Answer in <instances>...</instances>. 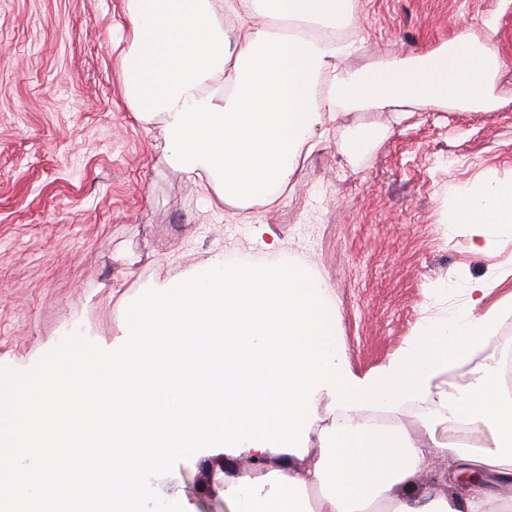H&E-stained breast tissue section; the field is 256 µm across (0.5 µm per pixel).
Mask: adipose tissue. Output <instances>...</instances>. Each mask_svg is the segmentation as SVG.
<instances>
[{
  "label": "adipose tissue",
  "mask_w": 512,
  "mask_h": 512,
  "mask_svg": "<svg viewBox=\"0 0 512 512\" xmlns=\"http://www.w3.org/2000/svg\"><path fill=\"white\" fill-rule=\"evenodd\" d=\"M352 4L237 0L238 22L230 30L214 0H127L120 54L126 102L142 122L163 123L168 166L241 208L277 204L300 153L337 112L487 104L502 60L492 42L476 41L464 28L415 62L343 68L332 32L351 18ZM451 215L472 226V250L487 251L483 225H512V184L457 197ZM496 371L495 356L474 363L459 397L436 375L427 399L452 418H481L497 441L491 454L446 446L443 456L512 482V399L503 396ZM315 445L314 467L285 454L279 468L256 475L231 476L211 466V482L232 512H487L495 499L512 507V499L484 487L464 498L417 492L411 479L428 466L427 449L403 427L360 422L355 410L317 431Z\"/></svg>",
  "instance_id": "ef3b65f1"
}]
</instances>
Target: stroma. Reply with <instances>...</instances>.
<instances>
[{
	"mask_svg": "<svg viewBox=\"0 0 512 512\" xmlns=\"http://www.w3.org/2000/svg\"><path fill=\"white\" fill-rule=\"evenodd\" d=\"M125 11L126 0H0V367L27 369L75 331L112 349L129 301L218 253L308 265L359 375L465 308L469 279L491 281L484 304L512 324V228L483 225L491 247L477 254L471 225L449 218L474 183L512 182V0H358L344 65L424 55L465 27L502 57L494 108L339 113L303 150L279 204L244 210L174 172L164 125L128 108ZM365 124L376 141L345 152ZM391 416L429 445L417 488L470 494L440 449L494 452L485 423L431 417L422 403Z\"/></svg>",
	"mask_w": 512,
	"mask_h": 512,
	"instance_id": "obj_1",
	"label": "stroma"
}]
</instances>
